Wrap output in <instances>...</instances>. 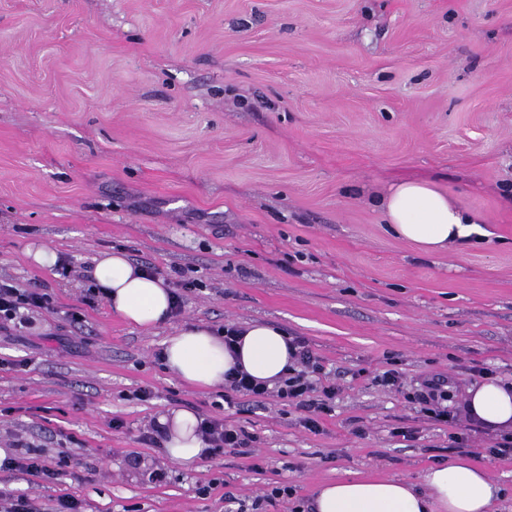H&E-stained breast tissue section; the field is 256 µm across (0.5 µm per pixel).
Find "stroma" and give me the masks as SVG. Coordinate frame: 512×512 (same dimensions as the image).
<instances>
[{"instance_id": "stroma-1", "label": "stroma", "mask_w": 512, "mask_h": 512, "mask_svg": "<svg viewBox=\"0 0 512 512\" xmlns=\"http://www.w3.org/2000/svg\"><path fill=\"white\" fill-rule=\"evenodd\" d=\"M410 177L482 213L486 236L438 253L396 237L380 202ZM32 243L71 272L31 262ZM118 250L202 285L169 323L128 325L83 302L86 268ZM0 277L57 308L0 329V449H43L58 472L1 468L0 492L40 512L64 494L83 512H308L322 482L416 483L459 456L512 512V457L484 455L496 434L375 381L441 373L459 407L471 367L512 378V0H0ZM253 321L336 371L319 432L158 357L184 325ZM144 386L155 398L132 399ZM181 408L256 436L252 454L176 466L142 433Z\"/></svg>"}]
</instances>
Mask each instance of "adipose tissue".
Returning <instances> with one entry per match:
<instances>
[{
    "label": "adipose tissue",
    "instance_id": "1",
    "mask_svg": "<svg viewBox=\"0 0 512 512\" xmlns=\"http://www.w3.org/2000/svg\"><path fill=\"white\" fill-rule=\"evenodd\" d=\"M381 205L391 230L427 253L461 249L485 234L478 214L426 180L391 185ZM92 275L112 313L127 324L153 328L169 319L168 284L148 275L125 252L100 254ZM243 330L242 344L233 355L210 327L183 326L164 341L162 361L183 383L201 389L223 386L225 374L236 366L259 380L274 383L284 378L290 364L287 333L263 321L246 324ZM463 407L468 418L486 428L512 431V381L497 377L472 386ZM158 423L168 458L183 468H197L206 456L198 415L176 409L161 414ZM502 497L486 468L452 458L430 467L417 484L366 477L325 482L316 489L311 508L313 512H494Z\"/></svg>",
    "mask_w": 512,
    "mask_h": 512
}]
</instances>
